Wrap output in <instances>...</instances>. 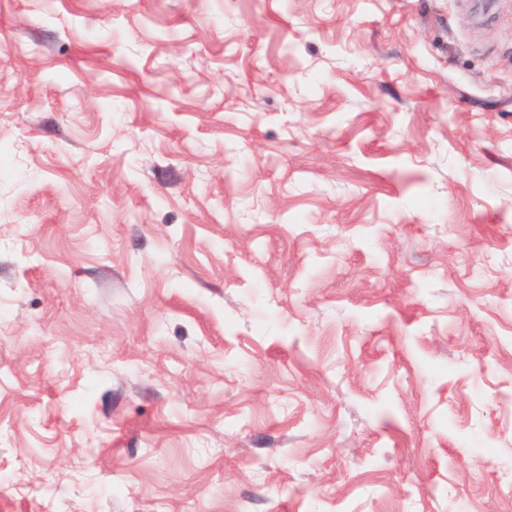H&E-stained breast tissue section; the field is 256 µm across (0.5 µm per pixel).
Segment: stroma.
Masks as SVG:
<instances>
[{
    "label": "stroma",
    "instance_id": "stroma-1",
    "mask_svg": "<svg viewBox=\"0 0 512 512\" xmlns=\"http://www.w3.org/2000/svg\"><path fill=\"white\" fill-rule=\"evenodd\" d=\"M512 0H0V512H512Z\"/></svg>",
    "mask_w": 512,
    "mask_h": 512
}]
</instances>
